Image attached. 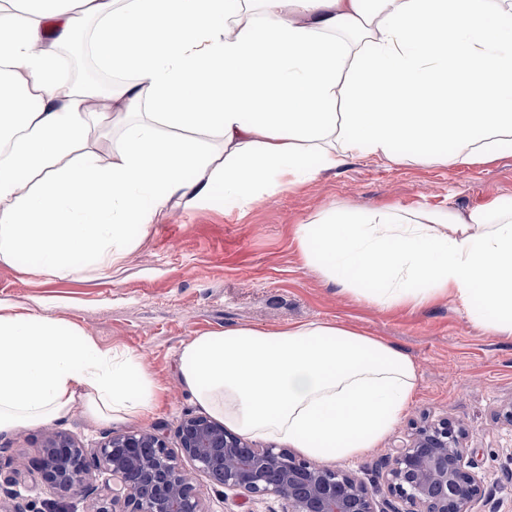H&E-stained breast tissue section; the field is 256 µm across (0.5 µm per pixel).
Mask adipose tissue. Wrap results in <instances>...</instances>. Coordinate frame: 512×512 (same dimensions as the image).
Segmentation results:
<instances>
[{"label": "adipose tissue", "mask_w": 512, "mask_h": 512, "mask_svg": "<svg viewBox=\"0 0 512 512\" xmlns=\"http://www.w3.org/2000/svg\"><path fill=\"white\" fill-rule=\"evenodd\" d=\"M92 25L105 93L57 74ZM145 116L131 121L133 112ZM128 124L102 162L87 144ZM217 133L219 147L206 134ZM494 160L512 143V0H0V263L57 278L119 262L172 199L245 208L353 154ZM306 263L383 307L454 294L512 335V207L329 211L299 225ZM194 401L247 436L309 458L376 447L417 390L412 359L348 327L248 326L184 343ZM157 384L131 353L0 306V434L68 416L144 418Z\"/></svg>", "instance_id": "1"}]
</instances>
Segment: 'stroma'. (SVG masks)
<instances>
[{
	"instance_id": "35a3bbf8",
	"label": "stroma",
	"mask_w": 512,
	"mask_h": 512,
	"mask_svg": "<svg viewBox=\"0 0 512 512\" xmlns=\"http://www.w3.org/2000/svg\"><path fill=\"white\" fill-rule=\"evenodd\" d=\"M453 145L437 147L431 162L349 158L306 185L246 208L224 204L215 188L203 204L171 202L163 218L120 262L69 279L36 270L29 258L0 264V304L19 313L46 314L94 336L105 349L140 358L160 387L153 415L142 419H90L82 408L65 418L0 436V461L8 463L19 501H0V512H95L105 489L71 503L35 473L46 430L94 448L106 433L149 430L164 438L178 463V424L201 414L178 370L181 346L192 337L227 327L260 330L312 321L340 322L404 351L418 372L417 392L392 431L354 460H329L326 468L348 471L373 484L385 459L416 426L441 418L461 424L473 471L485 493L472 512H512V335L499 336L471 318L454 296L422 306L384 308L326 285L301 255L299 225L335 208L402 207L464 210L492 199L512 205V145L488 163L443 162ZM196 487L205 512H280L268 495L247 503L224 495L204 473Z\"/></svg>"
}]
</instances>
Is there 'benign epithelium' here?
Returning <instances> with one entry per match:
<instances>
[{"label": "benign epithelium", "mask_w": 512, "mask_h": 512, "mask_svg": "<svg viewBox=\"0 0 512 512\" xmlns=\"http://www.w3.org/2000/svg\"><path fill=\"white\" fill-rule=\"evenodd\" d=\"M463 437L441 419L394 447L384 482L405 509L379 511L374 493L348 472L317 468L286 448H250L207 416L188 414L179 425L181 452L197 470L245 501L275 495L282 512H470L483 485L465 460ZM38 472L69 499L88 497L104 478L112 508L95 512H204L191 473L149 431L112 434L93 450L49 433Z\"/></svg>", "instance_id": "7a95c632"}]
</instances>
